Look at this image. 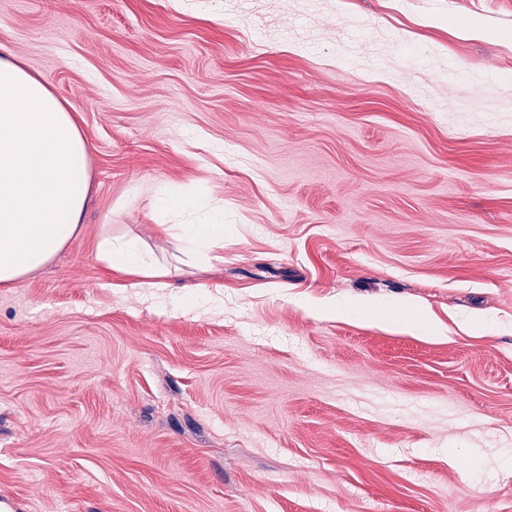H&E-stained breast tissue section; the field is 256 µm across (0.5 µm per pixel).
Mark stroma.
Wrapping results in <instances>:
<instances>
[{"label": "stroma", "mask_w": 512, "mask_h": 512, "mask_svg": "<svg viewBox=\"0 0 512 512\" xmlns=\"http://www.w3.org/2000/svg\"><path fill=\"white\" fill-rule=\"evenodd\" d=\"M0 49L90 144L80 232L0 288L16 512H512V0H0ZM359 299L447 335L309 310ZM161 203L165 207H174L190 218L188 224H171L180 226L177 241L181 252H199L224 238V214L205 212L203 217L199 216L197 212L202 211L204 206L198 199L170 195L162 199ZM97 252L99 260L109 269L140 276L143 280L138 283L139 288L163 287L157 280L163 275L158 263L143 249L137 237H112V232L106 231L99 239Z\"/></svg>", "instance_id": "1"}]
</instances>
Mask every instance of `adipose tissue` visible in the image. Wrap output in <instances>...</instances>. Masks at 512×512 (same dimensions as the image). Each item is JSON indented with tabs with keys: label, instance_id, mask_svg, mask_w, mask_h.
<instances>
[{
	"label": "adipose tissue",
	"instance_id": "obj_1",
	"mask_svg": "<svg viewBox=\"0 0 512 512\" xmlns=\"http://www.w3.org/2000/svg\"><path fill=\"white\" fill-rule=\"evenodd\" d=\"M89 185V144L73 114L17 56H0V286L47 266L79 233ZM162 204L189 218L177 237L181 252L223 239V213L183 195ZM97 252L109 269L158 287V264L137 237L104 232Z\"/></svg>",
	"mask_w": 512,
	"mask_h": 512
}]
</instances>
